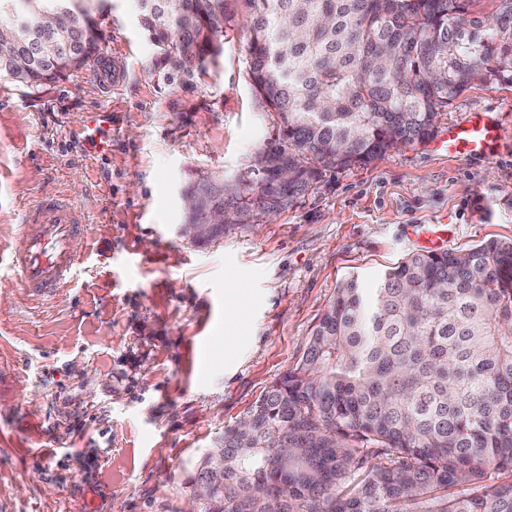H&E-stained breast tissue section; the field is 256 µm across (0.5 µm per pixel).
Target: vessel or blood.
Wrapping results in <instances>:
<instances>
[{
  "instance_id": "b4317fda",
  "label": "vessel or blood",
  "mask_w": 512,
  "mask_h": 512,
  "mask_svg": "<svg viewBox=\"0 0 512 512\" xmlns=\"http://www.w3.org/2000/svg\"><path fill=\"white\" fill-rule=\"evenodd\" d=\"M503 138L504 127L498 115L473 112L465 121L449 124L436 145L453 155L490 159ZM86 233L84 216L68 199L45 198L27 211L20 231L23 245L12 253L10 265L19 272L30 296L58 293L71 282L82 262L71 244Z\"/></svg>"
}]
</instances>
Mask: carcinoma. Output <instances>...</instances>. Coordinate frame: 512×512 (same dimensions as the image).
Wrapping results in <instances>:
<instances>
[{"label":"carcinoma","instance_id":"carcinoma-1","mask_svg":"<svg viewBox=\"0 0 512 512\" xmlns=\"http://www.w3.org/2000/svg\"><path fill=\"white\" fill-rule=\"evenodd\" d=\"M102 0H0L4 74L29 87L98 56ZM244 0L249 83L277 137L203 178L224 226L288 208L322 172L425 143L476 82L512 86V0ZM163 80L217 64L224 0H136ZM224 491L198 464L202 512H512V241L417 253L369 286L350 277L307 348L218 437ZM507 479H502V476Z\"/></svg>","mask_w":512,"mask_h":512}]
</instances>
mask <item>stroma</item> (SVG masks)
Wrapping results in <instances>:
<instances>
[{
	"instance_id": "stroma-1",
	"label": "stroma",
	"mask_w": 512,
	"mask_h": 512,
	"mask_svg": "<svg viewBox=\"0 0 512 512\" xmlns=\"http://www.w3.org/2000/svg\"><path fill=\"white\" fill-rule=\"evenodd\" d=\"M230 32L191 84L155 74L134 0L99 20L90 68L30 88L0 77V253L39 198L84 210L71 288L28 296L0 266V505L7 512H188L198 461L302 357L337 287L420 251L441 224L452 251L512 239V87L477 84L438 127L502 116L493 160L404 146L329 170L272 221L197 247L181 193L248 163L278 130Z\"/></svg>"
}]
</instances>
